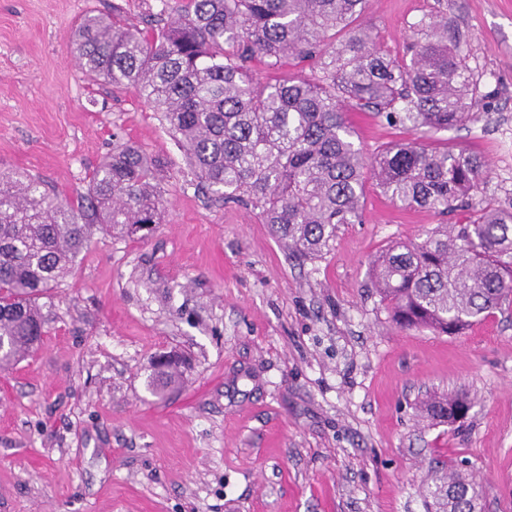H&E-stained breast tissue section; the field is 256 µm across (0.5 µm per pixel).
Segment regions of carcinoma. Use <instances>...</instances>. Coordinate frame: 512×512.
I'll return each mask as SVG.
<instances>
[{
    "label": "carcinoma",
    "instance_id": "obj_1",
    "mask_svg": "<svg viewBox=\"0 0 512 512\" xmlns=\"http://www.w3.org/2000/svg\"><path fill=\"white\" fill-rule=\"evenodd\" d=\"M174 20L142 30L90 12L72 48L93 80L135 88L194 170L197 188L258 212L302 260L320 257L341 224L361 219L364 182L393 202L466 222L438 225L421 242H397L371 262V282L402 329L457 336L512 301V210L476 199L489 176L482 158L446 144H391L365 158L346 113L437 133L481 105L477 80L444 19L415 25L410 58L380 51L356 25L366 0H161ZM342 36L336 40V36ZM320 63L319 74L263 81L260 63ZM159 162L126 145L93 171L76 202L37 178L0 173V369L45 335L38 296L63 281L95 232H150L161 223ZM468 395L421 406L431 424H453ZM427 512H475L482 485L432 460Z\"/></svg>",
    "mask_w": 512,
    "mask_h": 512
}]
</instances>
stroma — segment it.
<instances>
[{
    "mask_svg": "<svg viewBox=\"0 0 512 512\" xmlns=\"http://www.w3.org/2000/svg\"><path fill=\"white\" fill-rule=\"evenodd\" d=\"M160 0H0V170L84 192L113 147L163 165L146 238L95 235L40 298L46 334L0 371V512H426L433 457L479 482L484 512H512V305L457 336L403 330L370 280L397 241L440 217L364 186L362 221L302 261L256 211L196 189L157 112L130 86L90 82L71 50L88 12L143 27ZM459 34L485 103L424 134L483 158L487 196L512 207V0H368L360 22L400 57L412 24ZM365 154L415 138L350 113ZM179 358L155 392L152 365ZM467 418L421 420L443 392Z\"/></svg>",
    "mask_w": 512,
    "mask_h": 512,
    "instance_id": "1",
    "label": "stroma"
}]
</instances>
